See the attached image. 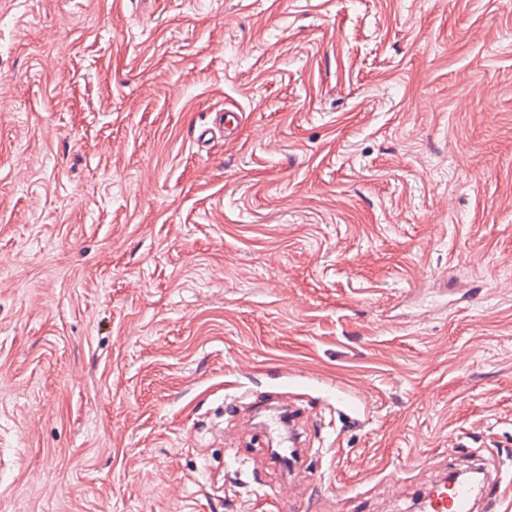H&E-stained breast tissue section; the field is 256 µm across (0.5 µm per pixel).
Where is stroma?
I'll use <instances>...</instances> for the list:
<instances>
[{"label":"stroma","mask_w":512,"mask_h":512,"mask_svg":"<svg viewBox=\"0 0 512 512\" xmlns=\"http://www.w3.org/2000/svg\"><path fill=\"white\" fill-rule=\"evenodd\" d=\"M282 391L328 455L236 444ZM474 457L512 480V0H0V512H412Z\"/></svg>","instance_id":"obj_1"}]
</instances>
